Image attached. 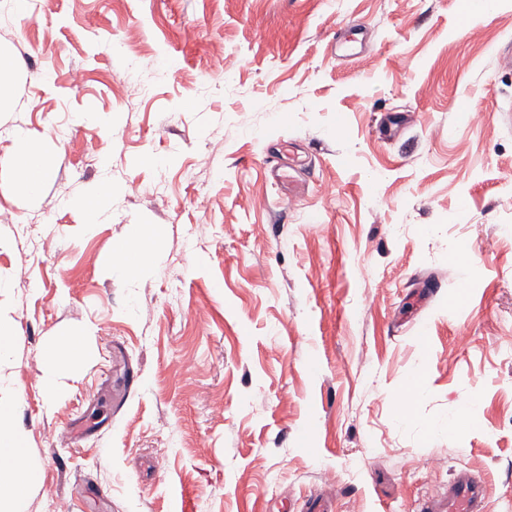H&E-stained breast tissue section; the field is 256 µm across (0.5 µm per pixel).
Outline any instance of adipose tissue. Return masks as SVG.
I'll return each mask as SVG.
<instances>
[{"instance_id": "obj_1", "label": "adipose tissue", "mask_w": 512, "mask_h": 512, "mask_svg": "<svg viewBox=\"0 0 512 512\" xmlns=\"http://www.w3.org/2000/svg\"><path fill=\"white\" fill-rule=\"evenodd\" d=\"M13 138L11 168L15 188L28 197H40L54 164L25 130H16ZM158 244L152 227H145L139 239L116 247L114 271L129 280L137 278L152 262ZM87 353V340L79 335L64 337L44 350L41 383L49 398L62 396L65 368L81 363ZM14 407L13 398L0 396V512H28L29 492L39 481L42 469L27 451L25 434L15 422Z\"/></svg>"}]
</instances>
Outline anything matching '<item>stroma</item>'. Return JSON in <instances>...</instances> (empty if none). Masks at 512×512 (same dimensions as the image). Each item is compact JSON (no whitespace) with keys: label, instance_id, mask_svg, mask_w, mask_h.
Wrapping results in <instances>:
<instances>
[{"label":"stroma","instance_id":"obj_1","mask_svg":"<svg viewBox=\"0 0 512 512\" xmlns=\"http://www.w3.org/2000/svg\"><path fill=\"white\" fill-rule=\"evenodd\" d=\"M464 6L0 0V381L42 464L29 512H444L463 469L512 512V0ZM351 23L358 58L333 49ZM18 127L56 157L34 201ZM103 183L91 228L72 200ZM146 224L157 262L124 281ZM84 330L49 401L43 349ZM470 401V427L427 432ZM15 60L10 53L0 51V109L2 104L8 105L13 101V74ZM159 241L151 226H146L136 241L119 244L113 254L111 271H117L125 279L137 278L150 265Z\"/></svg>","mask_w":512,"mask_h":512}]
</instances>
